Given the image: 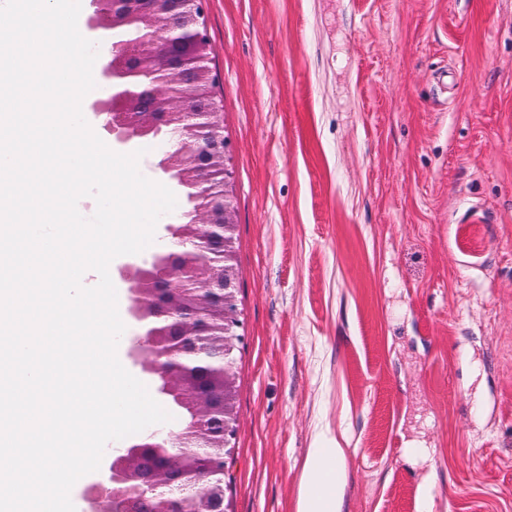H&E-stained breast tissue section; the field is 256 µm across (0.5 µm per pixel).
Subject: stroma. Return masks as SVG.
<instances>
[{
  "label": "stroma",
  "instance_id": "35a3bbf8",
  "mask_svg": "<svg viewBox=\"0 0 512 512\" xmlns=\"http://www.w3.org/2000/svg\"><path fill=\"white\" fill-rule=\"evenodd\" d=\"M202 10L237 224L228 512H297L320 434L344 512H416L428 481L432 512H512V0Z\"/></svg>",
  "mask_w": 512,
  "mask_h": 512
}]
</instances>
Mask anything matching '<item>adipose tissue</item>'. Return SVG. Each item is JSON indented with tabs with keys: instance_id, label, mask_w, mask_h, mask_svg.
<instances>
[{
	"instance_id": "obj_1",
	"label": "adipose tissue",
	"mask_w": 512,
	"mask_h": 512,
	"mask_svg": "<svg viewBox=\"0 0 512 512\" xmlns=\"http://www.w3.org/2000/svg\"><path fill=\"white\" fill-rule=\"evenodd\" d=\"M345 451L338 443L318 439L309 449L297 501V512H343Z\"/></svg>"
}]
</instances>
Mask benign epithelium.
I'll use <instances>...</instances> for the list:
<instances>
[{
  "instance_id": "benign-epithelium-1",
  "label": "benign epithelium",
  "mask_w": 512,
  "mask_h": 512,
  "mask_svg": "<svg viewBox=\"0 0 512 512\" xmlns=\"http://www.w3.org/2000/svg\"><path fill=\"white\" fill-rule=\"evenodd\" d=\"M127 0H89L91 12L87 18L92 31L103 30L102 18L109 24L135 22L140 36L126 44H109L100 58V68L109 81V94L88 105L95 117L106 116L104 129L112 134L119 146L137 144L160 133L159 125L176 137V149L168 150L157 161L158 171L168 180L191 190L194 203L186 222L165 225L168 237L177 249L151 259H132L119 269L127 285L128 313L138 330L130 339L129 357L152 374L157 392L164 398L173 396L196 412L197 387L184 363L158 366L168 352L159 346L149 347L147 339L166 336L167 327H143L151 316L153 306L149 295L173 293L185 266L192 267L200 286L206 290L219 288L224 292L223 316L233 318L236 310L237 270L224 268L215 275L208 264L194 259L195 252L187 245L197 238H209L213 246L228 252L234 228L232 204L229 197V171L226 165L228 144L224 139L223 113L217 105L211 84L182 79L169 82L163 76L172 71L171 60L177 57L183 67L196 72L207 70L201 50L207 36L198 0H138L139 10L121 9ZM140 64L139 72L150 78L143 95L144 103L135 108V99L127 85L129 66ZM210 101V106L198 109L195 104ZM160 315L172 321V328L183 332L184 324L200 319L201 311L193 303H183L160 310ZM238 339L236 331L227 328L224 335V436L231 433L235 420L232 398L235 378L232 374V353ZM135 454L133 446L109 456L100 474L83 486L81 498L93 512H99L104 501L110 500L117 512H168L170 499L161 492L152 497H131L130 484L135 475L129 469L128 458Z\"/></svg>"
}]
</instances>
